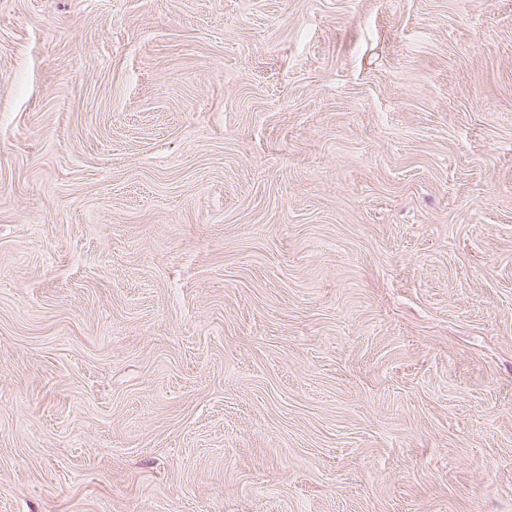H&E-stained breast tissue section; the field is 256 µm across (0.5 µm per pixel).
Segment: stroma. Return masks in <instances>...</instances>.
Segmentation results:
<instances>
[{
    "instance_id": "35a3bbf8",
    "label": "stroma",
    "mask_w": 512,
    "mask_h": 512,
    "mask_svg": "<svg viewBox=\"0 0 512 512\" xmlns=\"http://www.w3.org/2000/svg\"><path fill=\"white\" fill-rule=\"evenodd\" d=\"M0 512H512V0H0Z\"/></svg>"
}]
</instances>
